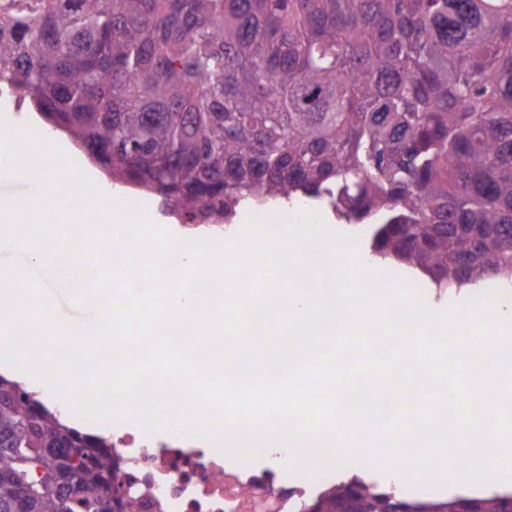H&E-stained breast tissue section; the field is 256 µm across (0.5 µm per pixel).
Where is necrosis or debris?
<instances>
[{
  "mask_svg": "<svg viewBox=\"0 0 512 512\" xmlns=\"http://www.w3.org/2000/svg\"><path fill=\"white\" fill-rule=\"evenodd\" d=\"M116 482L138 503L136 512H297L304 496L330 482L321 462L306 473L288 470V452L269 450L264 460L243 465L222 447L187 436L177 447L148 433H112Z\"/></svg>",
  "mask_w": 512,
  "mask_h": 512,
  "instance_id": "1",
  "label": "necrosis or debris"
}]
</instances>
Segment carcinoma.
Here are the masks:
<instances>
[{"label":"carcinoma","mask_w":512,"mask_h":512,"mask_svg":"<svg viewBox=\"0 0 512 512\" xmlns=\"http://www.w3.org/2000/svg\"><path fill=\"white\" fill-rule=\"evenodd\" d=\"M0 84L191 224L301 195L437 288H512V0H35L0 13ZM114 479L0 376V512H122ZM393 501L354 479L300 512Z\"/></svg>","instance_id":"cac0c4a2"}]
</instances>
